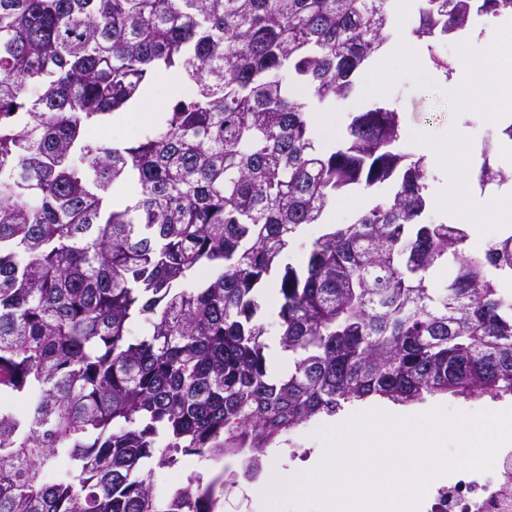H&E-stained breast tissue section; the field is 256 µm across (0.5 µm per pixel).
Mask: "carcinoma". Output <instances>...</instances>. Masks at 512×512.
I'll return each mask as SVG.
<instances>
[{"instance_id":"obj_1","label":"carcinoma","mask_w":512,"mask_h":512,"mask_svg":"<svg viewBox=\"0 0 512 512\" xmlns=\"http://www.w3.org/2000/svg\"><path fill=\"white\" fill-rule=\"evenodd\" d=\"M391 0H0V512H216L277 440L345 405L512 394V235L467 255L425 224L399 114L316 147L308 103L348 98ZM512 0H420L429 43ZM159 72L191 88L132 143L100 136ZM479 182L512 183L483 162ZM134 185L136 201L110 203ZM391 199L284 261L353 186ZM453 263L441 288L434 270ZM211 271L203 284L195 282ZM274 282L288 374L268 372ZM142 320L145 334L131 326ZM243 457L159 494V470ZM60 469L48 482L44 469Z\"/></svg>"}]
</instances>
